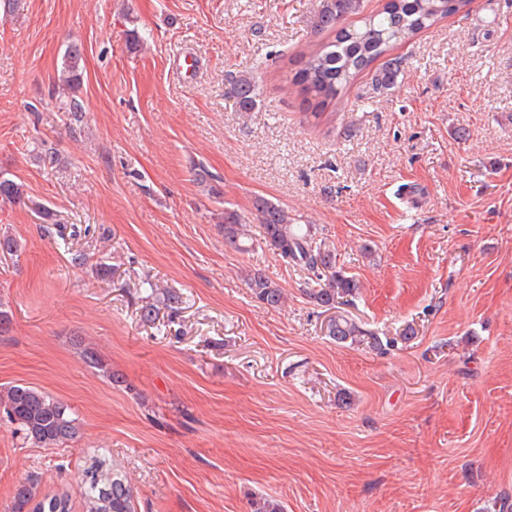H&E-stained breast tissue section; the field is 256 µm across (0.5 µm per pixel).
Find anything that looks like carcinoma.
Listing matches in <instances>:
<instances>
[{"mask_svg":"<svg viewBox=\"0 0 512 512\" xmlns=\"http://www.w3.org/2000/svg\"><path fill=\"white\" fill-rule=\"evenodd\" d=\"M470 2L386 0L382 11L365 16L361 25L351 30L338 24L344 17L359 13L361 0H323L313 19L314 31H333L334 40L311 50L293 76L294 85L313 99L309 103L310 116L316 120L322 118L325 109L363 73L370 75L374 92H390L404 69L403 58L391 56V51L441 20L465 10ZM82 55L77 44L66 49L56 83L68 91L63 105L69 112L70 122L76 124L81 122L84 111L77 95L83 83ZM230 95L238 111L257 110V85L253 76L236 77ZM23 201L22 185L1 172L0 203ZM254 209L262 244L283 261L309 272L303 294L311 303L331 310L355 295L356 280L338 265L335 248L316 238L315 225L297 223L288 209L268 200H257ZM221 229L224 243L239 250L255 246L252 225L237 210L224 208ZM243 278L260 304L276 308L284 303L283 289L265 270L246 269ZM326 331L336 344L345 347L364 343L375 349L383 346L380 337L367 332L341 311L329 318ZM0 415L15 426L24 442L38 448L66 447L81 434V424L67 403L24 384L0 390ZM83 497L86 512H136L132 487L110 465L105 454L92 459L84 469ZM11 512H71V503L65 494L40 493L38 480L30 477L16 486Z\"/></svg>","mask_w":512,"mask_h":512,"instance_id":"carcinoma-1","label":"carcinoma"}]
</instances>
